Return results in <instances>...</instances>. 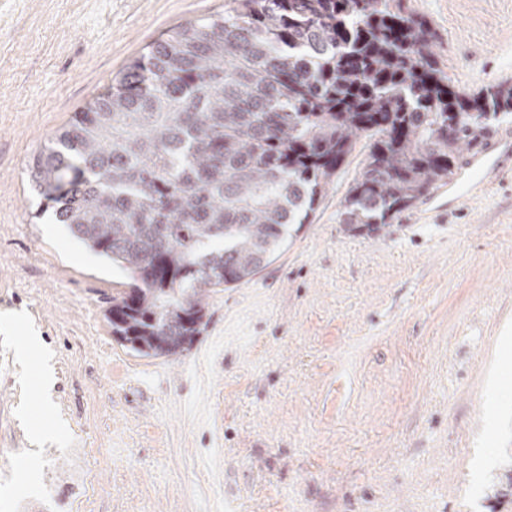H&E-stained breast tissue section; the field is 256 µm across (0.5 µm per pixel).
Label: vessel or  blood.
Returning <instances> with one entry per match:
<instances>
[{"instance_id":"obj_1","label":"vessel or blood","mask_w":512,"mask_h":512,"mask_svg":"<svg viewBox=\"0 0 512 512\" xmlns=\"http://www.w3.org/2000/svg\"><path fill=\"white\" fill-rule=\"evenodd\" d=\"M506 156H512V128L501 131L480 149L467 152L455 174L435 188L434 199L453 204L482 192L502 176L501 160Z\"/></svg>"}]
</instances>
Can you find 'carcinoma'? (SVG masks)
Wrapping results in <instances>:
<instances>
[{
    "label": "carcinoma",
    "instance_id": "cac0c4a2",
    "mask_svg": "<svg viewBox=\"0 0 512 512\" xmlns=\"http://www.w3.org/2000/svg\"><path fill=\"white\" fill-rule=\"evenodd\" d=\"M405 0H233L135 61L35 158L55 220L128 277L105 320L140 357H178L214 288L250 281L310 223L362 138L341 223L371 235L512 115L469 93Z\"/></svg>",
    "mask_w": 512,
    "mask_h": 512
}]
</instances>
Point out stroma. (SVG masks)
Instances as JSON below:
<instances>
[{"label":"stroma","instance_id":"35a3bbf8","mask_svg":"<svg viewBox=\"0 0 512 512\" xmlns=\"http://www.w3.org/2000/svg\"><path fill=\"white\" fill-rule=\"evenodd\" d=\"M229 4L0 0V314L25 316L54 372L40 389L0 331V512L58 499L45 467L76 448L95 451L87 512H512V366L493 432L483 395L512 321V171L456 211L353 236L358 142L310 223L210 293L175 359L113 338L124 272L37 216L33 158L156 42ZM407 4L460 87L512 80V0Z\"/></svg>","mask_w":512,"mask_h":512}]
</instances>
